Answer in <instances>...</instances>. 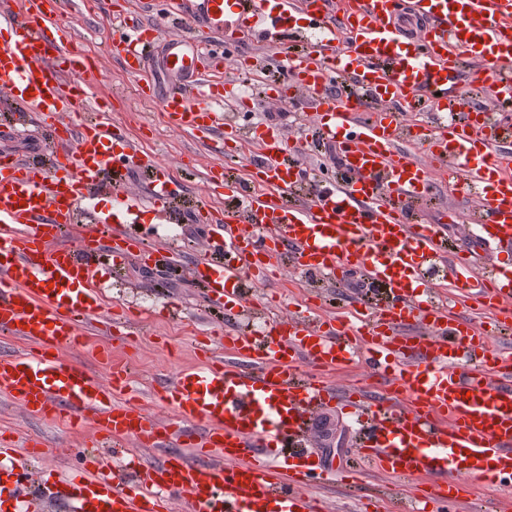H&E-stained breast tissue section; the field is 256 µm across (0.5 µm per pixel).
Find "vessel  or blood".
Returning a JSON list of instances; mask_svg holds the SVG:
<instances>
[{"mask_svg":"<svg viewBox=\"0 0 512 512\" xmlns=\"http://www.w3.org/2000/svg\"><path fill=\"white\" fill-rule=\"evenodd\" d=\"M330 20L325 0H192L186 28L233 26L260 30L282 47L299 25L318 29L312 51L290 54L292 80L311 94L310 108L326 143L351 175L342 185L287 206L285 195L303 181L302 170L282 157L281 134L257 132L251 178L223 184L239 199L243 216H225L217 246L226 259L194 269L216 301L243 304L244 281L275 264L277 242L295 251L299 270L334 274L351 268L388 286L398 305L351 320L340 316L314 326L293 317L269 320L263 338L229 333L238 358L209 359L161 389L174 415L162 423L124 398L126 377L110 384L82 365L61 360L82 343L85 326L103 310L96 272L83 256L104 236L136 251L143 238L127 234L120 216L75 226L74 213L104 187L108 163H133L137 148L119 139L111 122L64 123L84 111V63L71 46L74 29L63 21L61 0H21L0 12V28L13 31L0 48V90L17 93L44 118L47 135L65 146L53 172L0 158V332L26 341L29 354H0V395L26 412L66 413L92 420L112 441L83 456L81 474L62 480L54 495L72 512H319L306 490L317 470L299 450L315 414L336 396L319 375L363 363L384 374L385 399L356 386L346 406L357 414L363 438L358 453L385 471L430 477V494H414L415 512L457 500L465 481L505 483L512 478V351L493 348L492 333L512 330V258L491 270L466 256L444 260L440 227L412 219L408 203L429 200L435 172L477 190V221L486 238L512 241V147L471 121L441 123L413 140L432 159L416 160L399 147L403 126L396 100L443 105L462 64L478 60L472 84L487 88L480 111H512V0H410L420 30L404 36L398 0H338ZM153 39L145 31L113 30L109 44L129 71L140 72ZM199 39L164 44L166 71L175 81L161 100L171 128L191 134L223 132L219 82L205 83L198 68ZM353 76L361 97L337 98L335 75ZM75 233L76 243L58 246ZM445 263L449 287L479 301L489 290L501 319L494 329L474 322L450 324L449 307L432 299L426 268ZM414 322L419 331L397 330ZM166 450L163 462L138 482L118 479L112 458L127 443ZM176 442L192 455L169 453ZM27 473L0 478V512H17Z\"/></svg>","mask_w":512,"mask_h":512,"instance_id":"obj_1","label":"vessel or blood"}]
</instances>
